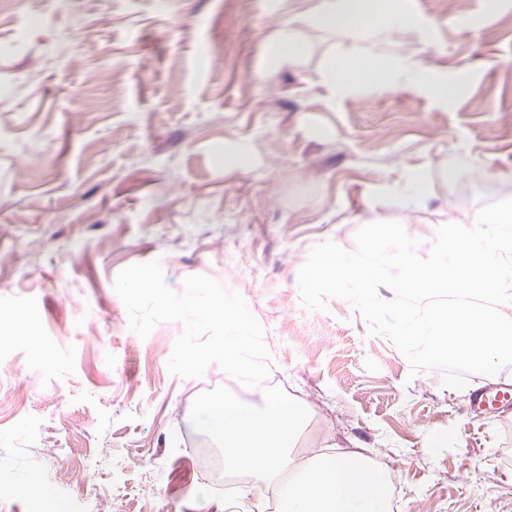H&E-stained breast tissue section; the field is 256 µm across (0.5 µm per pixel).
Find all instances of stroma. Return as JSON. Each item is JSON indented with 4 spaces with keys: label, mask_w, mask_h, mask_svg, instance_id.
Segmentation results:
<instances>
[{
    "label": "stroma",
    "mask_w": 512,
    "mask_h": 512,
    "mask_svg": "<svg viewBox=\"0 0 512 512\" xmlns=\"http://www.w3.org/2000/svg\"><path fill=\"white\" fill-rule=\"evenodd\" d=\"M317 0H11L0 12V512H273L198 462L211 441L194 398L224 385L167 368L181 323L147 337L114 284L159 260L182 292L207 275L264 329L271 369L309 411V454L366 449L399 485L400 512H512V409L476 415L442 373L411 374L346 300L304 307L316 245L350 249L381 185L422 168L426 207L380 209L427 256L449 215L512 197V0H408L458 80L448 105L397 78L329 100L333 36L303 17ZM309 46L260 80L266 38ZM245 153L244 168L224 157ZM62 449L66 462L47 460ZM38 476L43 488L29 487Z\"/></svg>",
    "instance_id": "obj_1"
}]
</instances>
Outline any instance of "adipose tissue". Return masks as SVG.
Here are the masks:
<instances>
[{"label":"adipose tissue","mask_w":512,"mask_h":512,"mask_svg":"<svg viewBox=\"0 0 512 512\" xmlns=\"http://www.w3.org/2000/svg\"><path fill=\"white\" fill-rule=\"evenodd\" d=\"M306 23L333 33L341 44L338 58L329 59L320 72V83L329 98L348 93L357 83L379 84L399 73L409 85L426 92L439 103L454 98L457 88L439 78L436 59L438 48L426 41H416L395 60L387 64L370 43L377 34L406 39L409 34L433 27L434 19L411 13L403 0H319L305 17ZM307 53L306 44L291 30L283 28L266 42L263 79L277 77L284 66L298 63ZM427 186L420 170L407 176L403 188H385L384 207L415 212L425 207Z\"/></svg>","instance_id":"1"}]
</instances>
